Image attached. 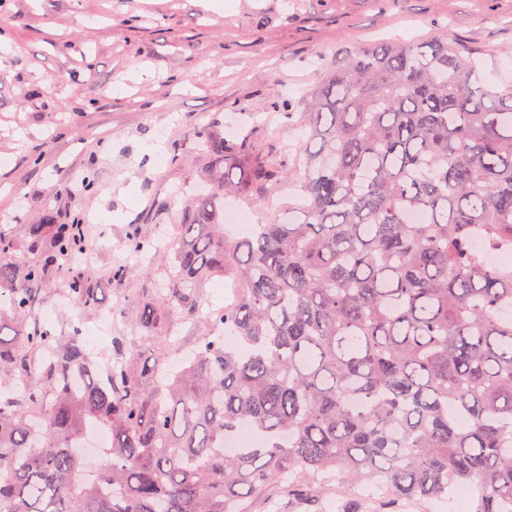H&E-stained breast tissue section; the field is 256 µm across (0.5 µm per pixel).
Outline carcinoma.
I'll use <instances>...</instances> for the list:
<instances>
[{"instance_id":"obj_1","label":"carcinoma","mask_w":512,"mask_h":512,"mask_svg":"<svg viewBox=\"0 0 512 512\" xmlns=\"http://www.w3.org/2000/svg\"><path fill=\"white\" fill-rule=\"evenodd\" d=\"M478 65L440 28L336 54L301 112L279 103L303 130L286 165L249 129L196 130L201 189L175 234L128 238L167 288L112 337L107 385L77 331L37 319L78 225L0 236V512H239L285 479L312 503L327 472L344 493L380 483L388 509L470 484L475 512H512V265L472 248L512 247V85H475ZM283 183L297 220L227 232L224 198ZM215 278L235 298L171 373L172 318L195 320ZM67 292L94 302L81 276ZM34 371L39 386L17 393ZM243 420L262 438L224 453ZM90 428L112 433L92 471L75 450Z\"/></svg>"}]
</instances>
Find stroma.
<instances>
[{"label": "stroma", "instance_id": "35a3bbf8", "mask_svg": "<svg viewBox=\"0 0 512 512\" xmlns=\"http://www.w3.org/2000/svg\"><path fill=\"white\" fill-rule=\"evenodd\" d=\"M451 42L494 54L482 84L512 85V0H0V234L27 238L36 224H77L88 242L110 243L77 269L98 304L66 300L63 277L41 292L57 312L54 335L80 322L93 331L102 311L124 313L152 299L157 267L129 251L130 234L168 236L203 158L189 134L223 118L225 138L257 113L255 140L274 160L302 135L273 108L300 100L340 49L390 38H425L432 23ZM93 187L75 195L80 177ZM133 275L115 280L111 268ZM110 336L101 337L108 344ZM342 512L326 488L313 507L288 504L284 489L248 502V512Z\"/></svg>", "mask_w": 512, "mask_h": 512}]
</instances>
